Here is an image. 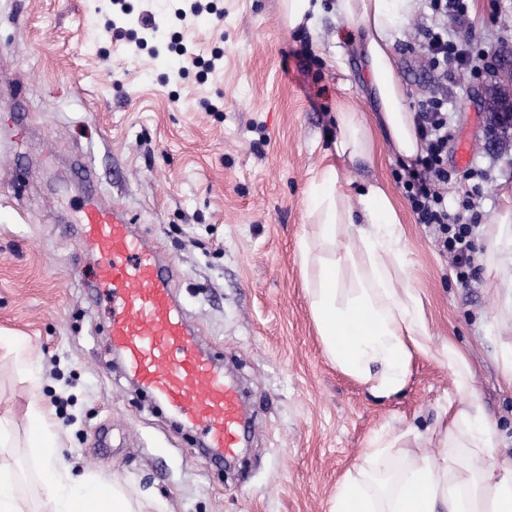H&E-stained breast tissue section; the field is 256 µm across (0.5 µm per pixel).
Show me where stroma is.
I'll return each mask as SVG.
<instances>
[{
    "mask_svg": "<svg viewBox=\"0 0 512 512\" xmlns=\"http://www.w3.org/2000/svg\"><path fill=\"white\" fill-rule=\"evenodd\" d=\"M448 33H468L479 72L440 75L422 55L435 19L427 0L397 20L393 53L414 108L448 100V187L456 208L474 190L476 277L462 287L397 181L400 159L379 141L369 161L334 149L339 103L375 114L359 34L325 12L314 29L289 28L280 0H213L178 19L176 0H0V99L24 92L26 123L0 112V333L31 349L26 372L0 349V416L11 421L6 460L30 504L43 495L23 448L32 399L56 420L75 467L119 478L136 499L172 512H328L337 483L377 433L413 426L421 447L453 393L438 360L465 356L476 405L496 426L495 452L512 456V266L487 269L486 233L512 206V135L491 129L492 98L512 92V0H466ZM223 59L215 71L205 62ZM473 146L458 163L459 140ZM94 170L101 201L126 209L134 231L165 262L203 349L245 388L255 434L226 465L209 460L197 431L176 426L123 367L113 366L110 311L82 283L96 254L74 225L84 193L76 159ZM333 164L351 184L378 181L398 207L409 275L428 319L430 352L416 356L401 394L374 399L324 354L309 310L299 241L313 233L306 190Z\"/></svg>",
    "mask_w": 512,
    "mask_h": 512,
    "instance_id": "35a3bbf8",
    "label": "stroma"
}]
</instances>
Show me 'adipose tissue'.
<instances>
[{"label":"adipose tissue","mask_w":512,"mask_h":512,"mask_svg":"<svg viewBox=\"0 0 512 512\" xmlns=\"http://www.w3.org/2000/svg\"><path fill=\"white\" fill-rule=\"evenodd\" d=\"M416 5L417 0H334L336 15L362 32L360 50L379 107L372 121L350 105L339 106L337 156L371 159L378 126L401 160L421 154L392 54L396 16ZM345 179L332 164L311 179L307 199L315 231L300 240L301 269L326 356L374 398L389 400L406 386L414 357L429 352L427 321L408 275L401 218L385 188L362 182L352 204L342 190ZM439 360L454 379L460 403L450 409L448 425L438 434L442 453H410L406 465L382 481L373 468L418 443L420 436L408 429L396 437H370L358 464L337 483L329 512H512V458L494 453L496 433L474 408L465 360L452 346ZM28 419L27 454L42 469L41 512H172L163 498L143 505L119 481L75 470L64 460L56 426L39 402L30 403Z\"/></svg>","instance_id":"obj_1"}]
</instances>
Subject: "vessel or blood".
Wrapping results in <instances>:
<instances>
[{"mask_svg": "<svg viewBox=\"0 0 512 512\" xmlns=\"http://www.w3.org/2000/svg\"><path fill=\"white\" fill-rule=\"evenodd\" d=\"M77 232L98 256L89 290L110 306L112 346L133 381L198 429L209 447L235 455L254 423L240 389L202 352L177 309L172 264L133 235L118 207L89 202Z\"/></svg>", "mask_w": 512, "mask_h": 512, "instance_id": "b4317fda", "label": "vessel or blood"}]
</instances>
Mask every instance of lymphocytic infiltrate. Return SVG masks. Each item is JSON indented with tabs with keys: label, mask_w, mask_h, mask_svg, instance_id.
Wrapping results in <instances>:
<instances>
[{
	"label": "lymphocytic infiltrate",
	"mask_w": 512,
	"mask_h": 512,
	"mask_svg": "<svg viewBox=\"0 0 512 512\" xmlns=\"http://www.w3.org/2000/svg\"><path fill=\"white\" fill-rule=\"evenodd\" d=\"M474 44L449 36L445 25L426 30L423 50L433 69L447 71L449 63H472ZM415 123L423 143L422 153L400 178L405 196L418 223L431 226L436 240L456 270L461 285H468L476 273L472 265L474 226L467 213L472 209L470 197H463L461 210L449 214L445 195L459 173L450 169L446 158L451 134L448 130V106L443 98L429 96L414 107Z\"/></svg>",
	"instance_id": "lymphocytic-infiltrate-1"
}]
</instances>
